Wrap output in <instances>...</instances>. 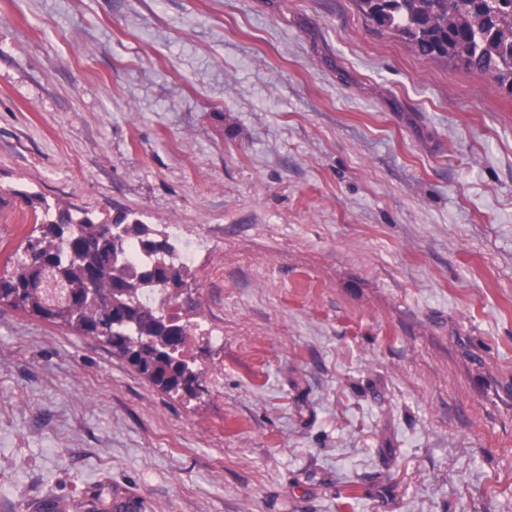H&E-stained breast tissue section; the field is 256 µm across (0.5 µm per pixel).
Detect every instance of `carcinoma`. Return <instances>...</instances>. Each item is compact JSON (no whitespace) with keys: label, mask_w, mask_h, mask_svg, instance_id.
<instances>
[{"label":"carcinoma","mask_w":512,"mask_h":512,"mask_svg":"<svg viewBox=\"0 0 512 512\" xmlns=\"http://www.w3.org/2000/svg\"><path fill=\"white\" fill-rule=\"evenodd\" d=\"M379 28L395 30L423 57H446L512 92V0H358ZM40 234L26 239V258L0 277V302L112 347L154 386L189 395L199 386L191 363L176 359L191 321L175 322L139 301L155 284H184L185 267L155 276L149 263L113 260L111 224L122 241L141 242L151 257L173 251L166 232L120 215L99 222L74 205L45 204Z\"/></svg>","instance_id":"cac0c4a2"}]
</instances>
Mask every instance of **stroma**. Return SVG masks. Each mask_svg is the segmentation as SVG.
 <instances>
[{"label":"stroma","instance_id":"stroma-1","mask_svg":"<svg viewBox=\"0 0 512 512\" xmlns=\"http://www.w3.org/2000/svg\"><path fill=\"white\" fill-rule=\"evenodd\" d=\"M175 224L196 397L0 307V512H512V93L355 0H0V276Z\"/></svg>","mask_w":512,"mask_h":512}]
</instances>
